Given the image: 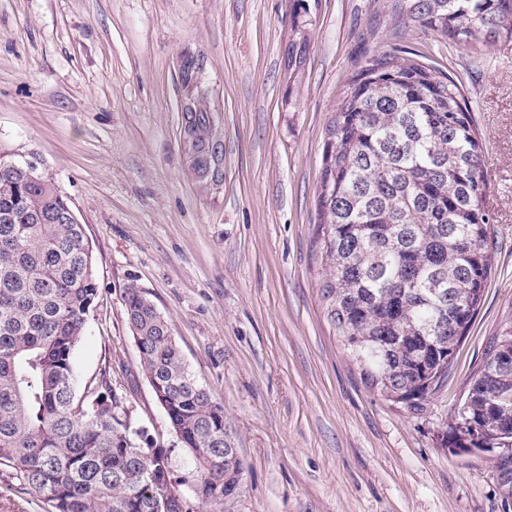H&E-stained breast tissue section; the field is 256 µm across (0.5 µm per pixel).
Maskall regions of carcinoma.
Listing matches in <instances>:
<instances>
[{
	"label": "carcinoma",
	"mask_w": 512,
	"mask_h": 512,
	"mask_svg": "<svg viewBox=\"0 0 512 512\" xmlns=\"http://www.w3.org/2000/svg\"><path fill=\"white\" fill-rule=\"evenodd\" d=\"M390 11L474 50L512 36V0H392ZM198 139L211 107L199 78L179 74ZM317 188L327 317L366 387L416 413L448 379L492 274L482 146L461 85L425 56H367L326 127ZM71 200L26 155L0 161V466L51 512H194L241 489L243 463L224 404L191 372L167 319L132 284L127 323L140 366L166 403L173 441L132 425L106 383L77 395L73 355L98 296L84 227ZM453 411L490 447L512 448V368L494 352ZM190 457L174 476L172 456Z\"/></svg>",
	"instance_id": "carcinoma-1"
}]
</instances>
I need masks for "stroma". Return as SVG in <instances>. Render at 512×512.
<instances>
[{"label": "stroma", "mask_w": 512, "mask_h": 512, "mask_svg": "<svg viewBox=\"0 0 512 512\" xmlns=\"http://www.w3.org/2000/svg\"><path fill=\"white\" fill-rule=\"evenodd\" d=\"M0 0V153L32 152L71 198L99 293L74 354L158 442L167 417L123 294L138 285L224 403L243 488L223 512H512L497 452L441 443L491 337L512 327V38L476 52L387 0ZM306 43L296 72L288 46ZM398 47L458 81L473 110L497 253L447 383L416 414L366 388L320 292L325 129L366 56ZM204 59L224 177L181 150L183 54Z\"/></svg>", "instance_id": "35a3bbf8"}]
</instances>
